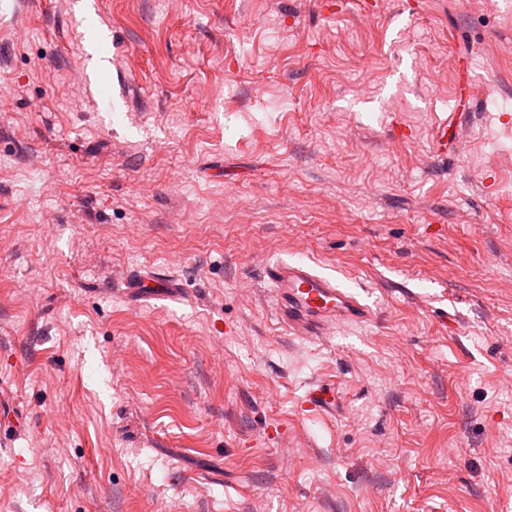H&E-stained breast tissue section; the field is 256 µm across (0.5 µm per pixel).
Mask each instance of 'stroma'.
Returning a JSON list of instances; mask_svg holds the SVG:
<instances>
[{
  "label": "stroma",
  "mask_w": 512,
  "mask_h": 512,
  "mask_svg": "<svg viewBox=\"0 0 512 512\" xmlns=\"http://www.w3.org/2000/svg\"><path fill=\"white\" fill-rule=\"evenodd\" d=\"M77 2L0 0V512H512V0ZM264 273L277 300L276 317L295 337L323 338L338 324L373 317L357 293L303 261L270 263Z\"/></svg>",
  "instance_id": "obj_1"
}]
</instances>
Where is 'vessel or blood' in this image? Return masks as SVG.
Wrapping results in <instances>:
<instances>
[{
  "instance_id": "vessel-or-blood-1",
  "label": "vessel or blood",
  "mask_w": 512,
  "mask_h": 512,
  "mask_svg": "<svg viewBox=\"0 0 512 512\" xmlns=\"http://www.w3.org/2000/svg\"><path fill=\"white\" fill-rule=\"evenodd\" d=\"M277 300L276 317L293 336L322 338L344 322H366L373 309L357 293L307 263L274 262L264 268Z\"/></svg>"
}]
</instances>
